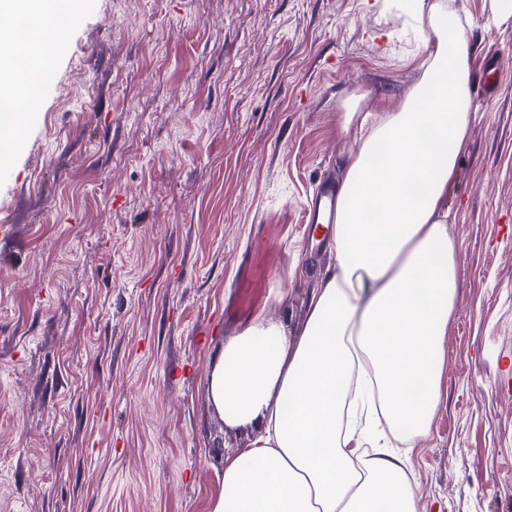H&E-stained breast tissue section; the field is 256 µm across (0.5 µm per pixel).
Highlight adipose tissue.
Wrapping results in <instances>:
<instances>
[{
  "instance_id": "ef3b65f1",
  "label": "adipose tissue",
  "mask_w": 512,
  "mask_h": 512,
  "mask_svg": "<svg viewBox=\"0 0 512 512\" xmlns=\"http://www.w3.org/2000/svg\"><path fill=\"white\" fill-rule=\"evenodd\" d=\"M72 0H0V162L22 136L51 58L40 30ZM436 49L405 107L360 123L336 186V253L298 332L264 314L225 340L208 397L231 427L253 426L224 459L208 512H418L404 450L427 435L454 308L456 246L448 196L478 111L471 48L455 8L433 6Z\"/></svg>"
}]
</instances>
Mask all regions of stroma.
I'll return each mask as SVG.
<instances>
[{
	"label": "stroma",
	"instance_id": "1",
	"mask_svg": "<svg viewBox=\"0 0 512 512\" xmlns=\"http://www.w3.org/2000/svg\"><path fill=\"white\" fill-rule=\"evenodd\" d=\"M395 0H74L0 165V512H205L248 444L207 392L258 313L297 330L331 248L309 224L365 114L401 111L435 38ZM448 205L440 399L419 512H512V25Z\"/></svg>",
	"mask_w": 512,
	"mask_h": 512
}]
</instances>
